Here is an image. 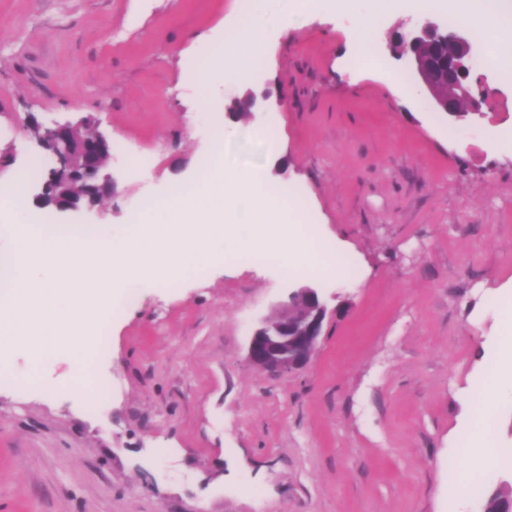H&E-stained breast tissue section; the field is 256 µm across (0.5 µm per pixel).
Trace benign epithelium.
I'll return each instance as SVG.
<instances>
[{
  "label": "benign epithelium",
  "instance_id": "7a95c632",
  "mask_svg": "<svg viewBox=\"0 0 512 512\" xmlns=\"http://www.w3.org/2000/svg\"><path fill=\"white\" fill-rule=\"evenodd\" d=\"M473 42L461 28L448 29L427 18L405 36L395 52L409 57L415 76L431 94L438 111L460 121L480 111L481 101L469 83ZM29 130L52 160L36 200L58 211H76L112 195L114 179L107 171L111 140L90 124L29 119ZM288 310L253 328L247 360L278 377L304 370L316 355L327 315L317 289L299 288L289 295Z\"/></svg>",
  "mask_w": 512,
  "mask_h": 512
}]
</instances>
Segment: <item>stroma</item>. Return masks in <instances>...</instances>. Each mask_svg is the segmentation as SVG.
<instances>
[{"instance_id":"35a3bbf8","label":"stroma","mask_w":512,"mask_h":512,"mask_svg":"<svg viewBox=\"0 0 512 512\" xmlns=\"http://www.w3.org/2000/svg\"><path fill=\"white\" fill-rule=\"evenodd\" d=\"M241 14L242 0H0V182L43 155L30 114L93 118L128 152L109 163L112 196L81 215L37 207L29 181L26 223L124 233L201 180L221 130L226 163L301 191L355 270L312 278L228 255L170 287L130 283L82 382L70 351H15L7 368L27 385H0V512H484L512 496L511 464L482 469L512 449V395L470 457L481 492L451 491L449 468L473 393L512 366V86L472 68L489 100L449 122L393 50L421 16L403 0H308L267 32L246 83H196L199 36ZM361 16L378 20L380 61H351ZM304 286L327 297L319 351L269 376L247 362L250 332Z\"/></svg>"}]
</instances>
